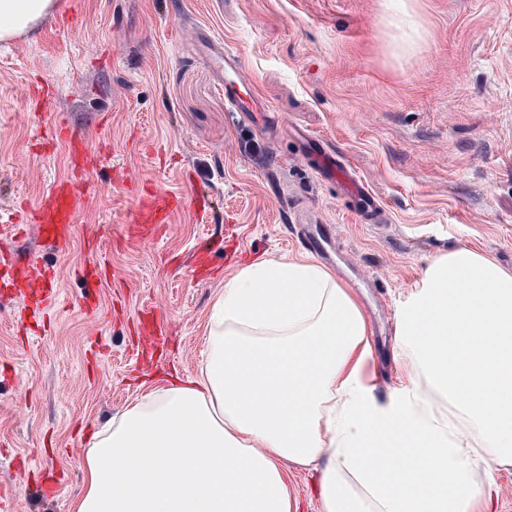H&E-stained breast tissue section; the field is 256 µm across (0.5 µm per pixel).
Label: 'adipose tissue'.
<instances>
[{
	"label": "adipose tissue",
	"instance_id": "adipose-tissue-1",
	"mask_svg": "<svg viewBox=\"0 0 512 512\" xmlns=\"http://www.w3.org/2000/svg\"><path fill=\"white\" fill-rule=\"evenodd\" d=\"M55 0H0V41ZM351 288L304 256L225 284L199 374L150 392L92 436L71 512H298L283 462L320 469L321 512H491L474 463L512 462V273L461 247L401 309L405 385L378 400ZM430 383L451 416L434 413Z\"/></svg>",
	"mask_w": 512,
	"mask_h": 512
}]
</instances>
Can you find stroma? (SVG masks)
Wrapping results in <instances>:
<instances>
[{"instance_id":"35a3bbf8","label":"stroma","mask_w":512,"mask_h":512,"mask_svg":"<svg viewBox=\"0 0 512 512\" xmlns=\"http://www.w3.org/2000/svg\"><path fill=\"white\" fill-rule=\"evenodd\" d=\"M227 47L270 124L226 109ZM70 177L63 246L13 223ZM152 193L185 203L136 234ZM299 224L332 230L385 399L400 307L435 259L468 246L512 273V0H58L1 43L0 512H69L91 433L200 371L225 283L304 255ZM29 259L55 274L47 303L6 285ZM285 471L320 512L318 471Z\"/></svg>"}]
</instances>
